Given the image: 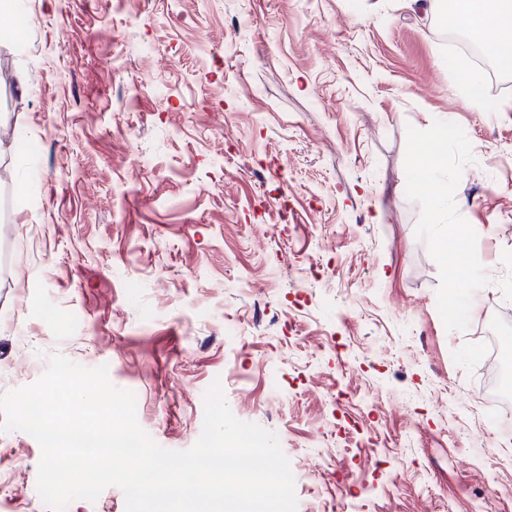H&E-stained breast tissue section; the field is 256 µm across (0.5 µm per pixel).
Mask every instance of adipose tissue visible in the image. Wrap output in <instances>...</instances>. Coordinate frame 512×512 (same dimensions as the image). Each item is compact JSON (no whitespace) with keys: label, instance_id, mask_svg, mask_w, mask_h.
<instances>
[{"label":"adipose tissue","instance_id":"ef3b65f1","mask_svg":"<svg viewBox=\"0 0 512 512\" xmlns=\"http://www.w3.org/2000/svg\"><path fill=\"white\" fill-rule=\"evenodd\" d=\"M439 8L474 32L494 31L496 38L486 49L499 64L512 69V0H440Z\"/></svg>","mask_w":512,"mask_h":512}]
</instances>
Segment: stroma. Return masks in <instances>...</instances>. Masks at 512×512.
I'll return each instance as SVG.
<instances>
[{"instance_id": "35a3bbf8", "label": "stroma", "mask_w": 512, "mask_h": 512, "mask_svg": "<svg viewBox=\"0 0 512 512\" xmlns=\"http://www.w3.org/2000/svg\"><path fill=\"white\" fill-rule=\"evenodd\" d=\"M434 0H19L0 216V395L107 365L182 451L220 382L276 434L297 512H512V427L477 400L512 346V72L463 92ZM447 117L488 283L446 331L406 130ZM287 225L280 236L278 225ZM0 432V512H49Z\"/></svg>"}]
</instances>
